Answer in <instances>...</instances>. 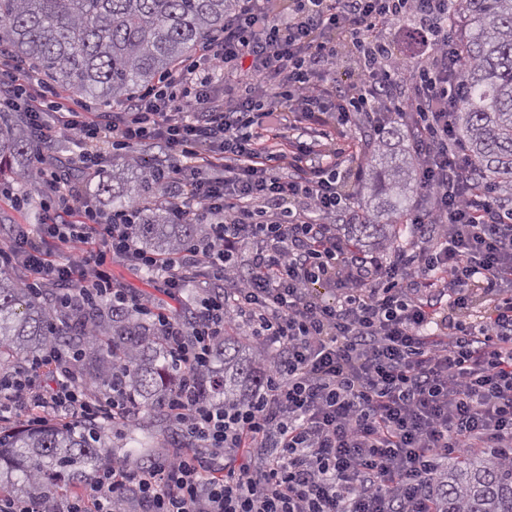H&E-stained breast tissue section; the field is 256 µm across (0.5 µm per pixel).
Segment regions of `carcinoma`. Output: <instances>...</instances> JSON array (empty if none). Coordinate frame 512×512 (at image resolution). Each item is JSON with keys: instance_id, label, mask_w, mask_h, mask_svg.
<instances>
[{"instance_id": "carcinoma-1", "label": "carcinoma", "mask_w": 512, "mask_h": 512, "mask_svg": "<svg viewBox=\"0 0 512 512\" xmlns=\"http://www.w3.org/2000/svg\"><path fill=\"white\" fill-rule=\"evenodd\" d=\"M235 0H0V44L28 67L50 76L75 96L120 103L179 66L213 33ZM466 26L455 38L464 83L453 115L468 161L512 202V0H460ZM405 131L384 130L370 143L363 175L351 193L365 213L359 224H342L358 247L386 249L411 233L401 219L426 202L417 183L418 160L403 147ZM38 147L29 130L0 112V174L19 178ZM130 162L99 181L97 188L127 210L139 198ZM201 224H169L151 210L139 215L144 244L161 256L203 232ZM52 310L8 268L0 267V365L20 366L24 356L47 343L79 340L76 363L90 382L119 392L133 413L164 408L178 377L165 345L151 326L128 313L71 309L61 331L49 335ZM223 365L204 378L208 397L239 406L265 384L271 353L224 337ZM106 425L21 427L0 432V495L15 490L52 500L57 489L86 485L106 461ZM435 512H512V469L493 458L462 454L441 473Z\"/></svg>"}]
</instances>
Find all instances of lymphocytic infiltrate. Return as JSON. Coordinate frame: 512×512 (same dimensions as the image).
I'll list each match as a JSON object with an SVG mask.
<instances>
[{"mask_svg":"<svg viewBox=\"0 0 512 512\" xmlns=\"http://www.w3.org/2000/svg\"><path fill=\"white\" fill-rule=\"evenodd\" d=\"M237 2L197 60L98 116L48 96L39 80L19 83L0 47V102L23 101L37 132L61 125L85 179L101 172L103 138L116 149H164L149 196L109 215L34 155L26 177L55 213L42 232L65 259L54 263L20 229L0 263L29 271L34 291L52 288L54 301L150 319L181 376L167 412L185 439L168 464L116 460L85 496L0 498V512H116L127 496L139 512H433L444 459L481 450L512 466V208L466 163L450 122L461 95L449 35L458 0H292L281 14L269 0ZM407 21L430 47L412 65L388 39ZM343 45L362 77L331 90L317 76L334 69ZM218 80L237 89L234 105L212 95ZM277 112L326 117L371 140L406 122L429 198L405 218L417 240L386 260L338 233L354 212L348 184L363 172L361 156L341 165L335 149L297 137L296 123L273 121ZM154 205L169 223L205 233L159 261L134 229L137 212ZM117 262L160 269L161 297L114 282ZM323 283L339 288L335 302L312 297ZM189 286L194 296L182 298ZM478 290L497 297L491 314L425 335L428 294L454 310ZM239 324L274 355L265 388L227 409L199 382ZM75 360L51 343L1 369L0 415L127 418L118 395L86 394Z\"/></svg>","mask_w":512,"mask_h":512,"instance_id":"f902f5d3","label":"lymphocytic infiltrate"}]
</instances>
